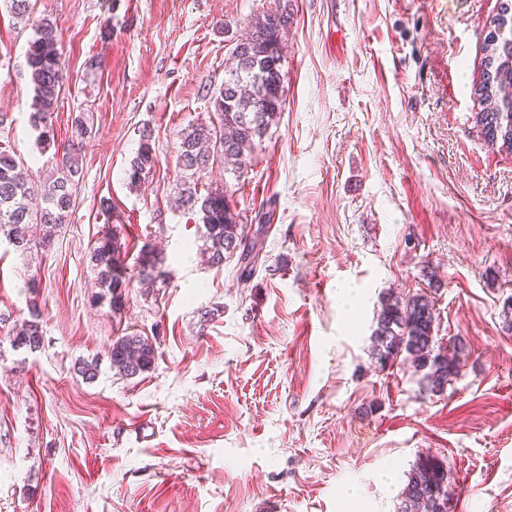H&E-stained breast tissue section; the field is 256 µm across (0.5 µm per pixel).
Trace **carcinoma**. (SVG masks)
I'll return each mask as SVG.
<instances>
[{
	"label": "carcinoma",
	"mask_w": 512,
	"mask_h": 512,
	"mask_svg": "<svg viewBox=\"0 0 512 512\" xmlns=\"http://www.w3.org/2000/svg\"><path fill=\"white\" fill-rule=\"evenodd\" d=\"M16 18L34 21L35 38L26 51V66L32 85V122L41 128L38 139H49L50 116L57 108L62 89L65 60L58 47L54 23L46 18L33 19L32 0H3ZM291 15L288 9L255 18L242 40L247 42V57L224 71V85L213 93L210 102L218 123L192 124L179 133L177 162L180 184L174 206L199 216L205 227L206 253L213 266L224 264L226 256L239 253L244 263L242 273L252 276L259 253L248 247L242 235L239 214L233 212L218 187L201 193L199 184L215 162L224 171L241 177L257 144L267 136L284 105L282 58L288 38ZM486 58L495 61L490 74L482 77L481 100H496L492 112L481 113L485 126L512 139V37L497 36L486 46ZM89 130L85 119L71 120V136L56 174L45 181L41 204L31 205V189L17 172L14 157L0 151V238L18 249L30 244L29 225L41 227L38 245L49 247L57 229L66 223L74 207L73 187L83 168L82 150ZM152 134L142 133V142L132 159L128 179L141 181L157 164L151 146ZM121 243L116 236H106L91 252L100 287L112 295V304L121 301V288L127 287L120 259ZM159 258L153 250H141L136 261V276L143 288H151L161 276ZM31 319L18 329L11 344L31 352L43 345V328L36 303H31ZM434 303L425 295L406 299L390 296L382 304L374 334L379 360L387 362L407 354L412 365L426 370L430 391L443 392L448 381L458 376V353L448 355L436 345ZM155 360L153 344L141 336H121L112 343V367L126 376H136L151 369ZM398 512H448L447 470L430 457L419 460L408 475L400 493Z\"/></svg>",
	"instance_id": "carcinoma-1"
}]
</instances>
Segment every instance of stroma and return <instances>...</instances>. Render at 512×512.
<instances>
[{
    "label": "stroma",
    "mask_w": 512,
    "mask_h": 512,
    "mask_svg": "<svg viewBox=\"0 0 512 512\" xmlns=\"http://www.w3.org/2000/svg\"><path fill=\"white\" fill-rule=\"evenodd\" d=\"M501 2L36 0L65 59L44 144L35 33L0 7V150L40 185L72 118L90 128L51 246L0 242V512H396L427 456L453 512H512V151L488 142L474 89ZM285 3L280 118L243 176L205 177L261 249L243 280L236 257L209 266L203 225L173 205L178 134L213 117L233 44ZM146 129L158 163L133 185ZM112 232L116 306L89 262ZM147 245L162 258L150 289L135 278ZM392 294L427 295L438 343L462 340L445 391L404 358L378 362ZM32 297L33 353L10 342ZM126 335L156 352L134 377L107 357Z\"/></svg>",
    "instance_id": "stroma-1"
}]
</instances>
